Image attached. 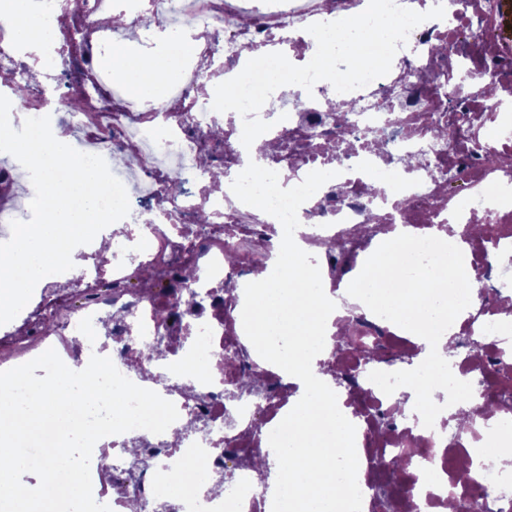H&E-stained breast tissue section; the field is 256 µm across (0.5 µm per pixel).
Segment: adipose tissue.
<instances>
[{
    "mask_svg": "<svg viewBox=\"0 0 512 512\" xmlns=\"http://www.w3.org/2000/svg\"><path fill=\"white\" fill-rule=\"evenodd\" d=\"M33 10L32 0H0V21L12 25L17 48L25 53L44 51L49 42V34L36 22ZM144 38V30L128 28L125 38L110 48L108 60L129 96L145 101L161 99L175 74L167 66L166 52H147L142 45Z\"/></svg>",
    "mask_w": 512,
    "mask_h": 512,
    "instance_id": "obj_1",
    "label": "adipose tissue"
}]
</instances>
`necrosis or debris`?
Instances as JSON below:
<instances>
[{
    "label": "necrosis or debris",
    "mask_w": 512,
    "mask_h": 512,
    "mask_svg": "<svg viewBox=\"0 0 512 512\" xmlns=\"http://www.w3.org/2000/svg\"><path fill=\"white\" fill-rule=\"evenodd\" d=\"M364 2L152 0L146 8L141 0H40L39 21L57 32L32 63L16 48L12 27L0 24V68L11 75L0 93L12 99L17 87L26 88L18 107L23 117L56 118L87 153L135 159L134 169L119 175L130 212L111 253L93 242L79 246V275L43 278L32 309L0 325V371L50 348L78 370L97 354L175 404L177 443L135 429L95 444L93 496L111 512H124L133 500L153 512L158 486L170 479L186 489L175 512H267L266 484L240 460L268 439L298 386L261 365L243 329L237 291L269 270L283 228L232 193L245 168L242 118L214 111L208 86L215 75L240 73L278 38L287 39L291 59L304 60L316 45L307 26L357 15ZM115 10L147 31L194 32L196 58L169 53L176 79L167 99L126 98L109 84L100 55L120 32L102 17ZM500 21L501 0H448L444 18L410 32L387 75L346 93L326 81L308 96L287 85L280 99L289 123L259 114L271 125L275 149L266 159L282 187L315 170L338 174L336 185L301 205L295 232L330 293L356 277L401 225L418 236L466 242V272L480 285L477 306L455 326L459 351L446 364L418 362L413 334L371 311L333 321L328 362L350 374L336 394L357 423L362 512H386L379 490L387 485L401 491L397 512H512V469L480 462L472 477L453 465L479 454L485 435L477 423L488 394L505 403L498 427L512 430V327L504 320L498 263L512 259V124L504 114L512 85L491 55L473 62L474 49L491 40ZM214 166L222 179H213ZM172 184L179 193H169ZM201 212L208 223H197ZM177 264L206 274L178 298L165 282ZM71 284L88 300L62 299L60 288ZM46 323L51 332H43ZM379 343L385 358L365 363ZM214 358L216 381L204 374ZM191 364L199 374L188 392L180 377ZM248 372L262 376L264 391L228 399L226 388ZM410 387L419 392L412 410L401 398ZM463 401L473 421L467 428L453 418ZM131 445L138 450L133 458ZM396 455L409 465L386 477L378 463ZM104 457L110 465H101ZM199 461L215 475L231 471L226 497L198 488Z\"/></svg>",
    "instance_id": "1"
}]
</instances>
